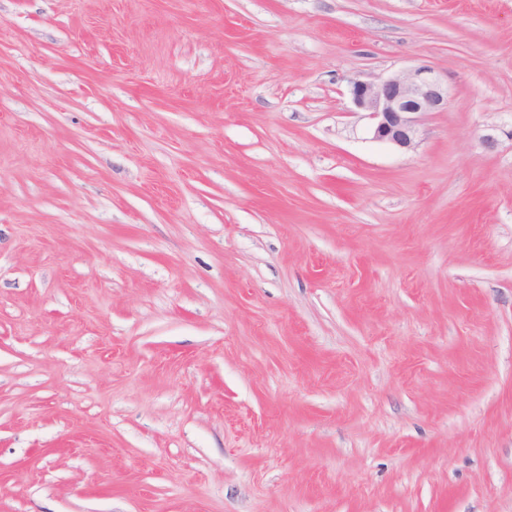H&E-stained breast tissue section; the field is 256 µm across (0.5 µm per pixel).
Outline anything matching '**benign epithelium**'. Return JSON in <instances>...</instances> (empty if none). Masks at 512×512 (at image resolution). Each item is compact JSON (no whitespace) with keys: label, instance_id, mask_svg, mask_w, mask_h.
<instances>
[{"label":"benign epithelium","instance_id":"benign-epithelium-1","mask_svg":"<svg viewBox=\"0 0 512 512\" xmlns=\"http://www.w3.org/2000/svg\"><path fill=\"white\" fill-rule=\"evenodd\" d=\"M348 91L367 120L369 138L399 148L414 146L423 116L448 105V86L430 66L407 68L377 80L352 78Z\"/></svg>","mask_w":512,"mask_h":512}]
</instances>
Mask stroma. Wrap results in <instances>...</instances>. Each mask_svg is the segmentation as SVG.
Wrapping results in <instances>:
<instances>
[{
  "label": "stroma",
  "mask_w": 512,
  "mask_h": 512,
  "mask_svg": "<svg viewBox=\"0 0 512 512\" xmlns=\"http://www.w3.org/2000/svg\"><path fill=\"white\" fill-rule=\"evenodd\" d=\"M0 512H512V0H0ZM348 91L367 120L369 138L399 148L414 146L423 116L448 105V85L430 66L407 68L377 80L351 78Z\"/></svg>",
  "instance_id": "stroma-1"
}]
</instances>
